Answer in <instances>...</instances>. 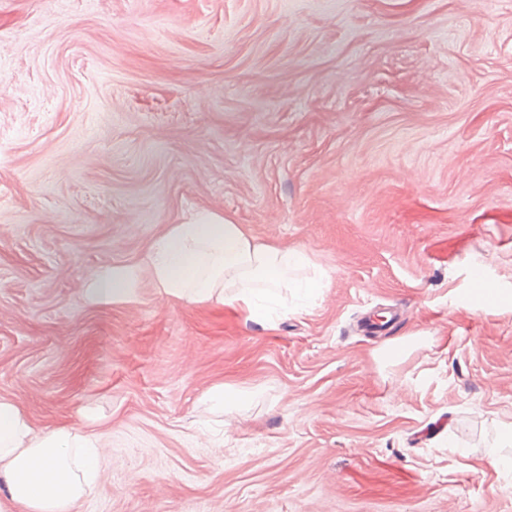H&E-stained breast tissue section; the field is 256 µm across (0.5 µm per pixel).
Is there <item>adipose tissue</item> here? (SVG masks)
<instances>
[{
	"label": "adipose tissue",
	"mask_w": 512,
	"mask_h": 512,
	"mask_svg": "<svg viewBox=\"0 0 512 512\" xmlns=\"http://www.w3.org/2000/svg\"><path fill=\"white\" fill-rule=\"evenodd\" d=\"M309 263L303 250L260 241L210 209L168 225L147 254L152 279L166 296L226 305L266 325L281 303V289L302 304L316 298L321 280L290 276ZM103 464L90 437L69 427L34 436L27 416L0 401V512H73L93 490Z\"/></svg>",
	"instance_id": "ef3b65f1"
}]
</instances>
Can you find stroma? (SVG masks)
<instances>
[{"instance_id": "1", "label": "stroma", "mask_w": 512, "mask_h": 512, "mask_svg": "<svg viewBox=\"0 0 512 512\" xmlns=\"http://www.w3.org/2000/svg\"><path fill=\"white\" fill-rule=\"evenodd\" d=\"M200 208L304 249L315 302L162 294L148 245ZM0 400L98 439L75 512H512L479 464L512 424V0H0ZM134 277V270L127 268H113L103 272L92 284L91 293L99 299H117L126 296L130 283Z\"/></svg>"}]
</instances>
